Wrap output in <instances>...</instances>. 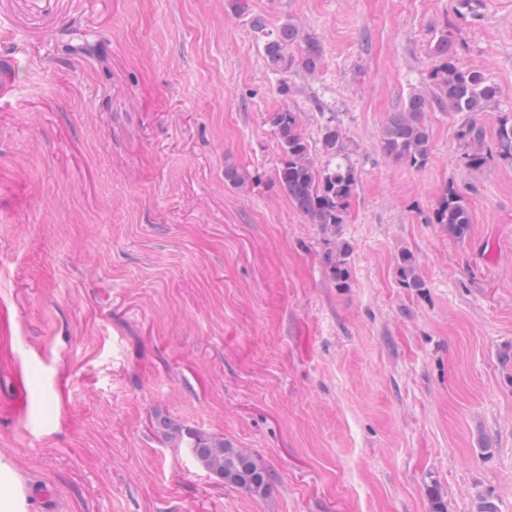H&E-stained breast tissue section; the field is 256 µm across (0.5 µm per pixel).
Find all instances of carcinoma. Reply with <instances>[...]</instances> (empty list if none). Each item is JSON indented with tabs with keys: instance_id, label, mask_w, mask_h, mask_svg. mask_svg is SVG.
Instances as JSON below:
<instances>
[{
	"instance_id": "obj_1",
	"label": "carcinoma",
	"mask_w": 512,
	"mask_h": 512,
	"mask_svg": "<svg viewBox=\"0 0 512 512\" xmlns=\"http://www.w3.org/2000/svg\"><path fill=\"white\" fill-rule=\"evenodd\" d=\"M251 27L263 41L267 66L281 75L278 86L281 96L286 98L292 93L288 73L296 68L310 74L318 70L322 46L295 23L288 21L270 30L263 17L255 16ZM430 53L435 60L430 73L432 96L418 93L410 96L403 110L389 117L381 138V148L387 157L415 168L425 166L429 160L425 112L433 106L453 112H481L497 95L496 88L481 71L457 65L452 31L445 28L438 32L431 41ZM268 123L281 149L275 183L294 208L326 235L328 248L324 263L329 278L341 286L349 275L351 246L336 242V230L345 223L358 187L357 172L346 155L342 132L328 123L314 145L302 132L298 114L286 107L270 113ZM457 136L474 148V152L466 155V162L473 168H481L496 157L512 160V114L501 116L493 145L487 149L483 128L473 119L461 124ZM318 154L326 158L325 164H317ZM224 180L245 189L257 183L253 175L229 162L224 166ZM431 221L457 238L464 237L471 224L470 214L459 195L448 189L435 202ZM399 275L408 287H422L415 262L408 253L401 255ZM169 439L189 448L198 465L224 477L225 484L255 496L266 494L272 474L255 454L193 429L172 431Z\"/></svg>"
}]
</instances>
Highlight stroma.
<instances>
[{"label": "stroma", "mask_w": 512, "mask_h": 512, "mask_svg": "<svg viewBox=\"0 0 512 512\" xmlns=\"http://www.w3.org/2000/svg\"><path fill=\"white\" fill-rule=\"evenodd\" d=\"M254 15L322 45L289 97ZM445 28L497 89L494 139L512 0H0V465L24 512H433L435 491L512 512V161L467 166L466 113L437 108L425 167L381 149ZM284 107L312 141L336 123L358 172L346 287L273 185ZM447 187L461 240L431 221ZM158 414L257 454L269 492L200 468Z\"/></svg>", "instance_id": "obj_1"}]
</instances>
